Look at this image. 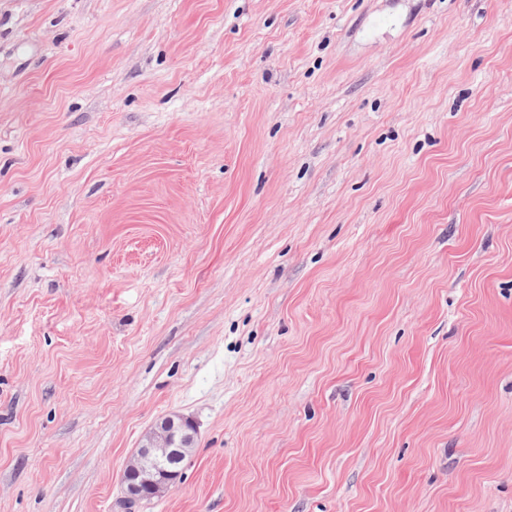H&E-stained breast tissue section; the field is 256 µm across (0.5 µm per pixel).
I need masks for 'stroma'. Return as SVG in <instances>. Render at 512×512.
<instances>
[{"mask_svg":"<svg viewBox=\"0 0 512 512\" xmlns=\"http://www.w3.org/2000/svg\"><path fill=\"white\" fill-rule=\"evenodd\" d=\"M512 512V0H0V512ZM194 444L195 427L188 418L177 413L164 417L143 436L138 453L124 470L123 501L133 506L144 497L165 493Z\"/></svg>","mask_w":512,"mask_h":512,"instance_id":"1","label":"stroma"}]
</instances>
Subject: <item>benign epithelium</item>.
Here are the masks:
<instances>
[{"label": "benign epithelium", "mask_w": 512, "mask_h": 512, "mask_svg": "<svg viewBox=\"0 0 512 512\" xmlns=\"http://www.w3.org/2000/svg\"><path fill=\"white\" fill-rule=\"evenodd\" d=\"M194 444L195 427L188 418L177 413L164 417L143 436L138 453L124 470L123 501L133 506L145 497L165 493Z\"/></svg>", "instance_id": "1"}]
</instances>
